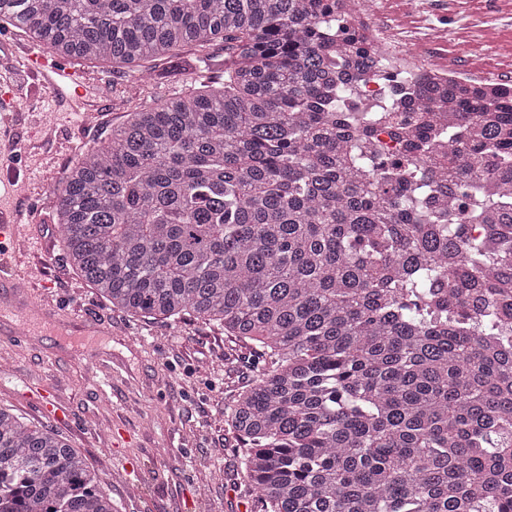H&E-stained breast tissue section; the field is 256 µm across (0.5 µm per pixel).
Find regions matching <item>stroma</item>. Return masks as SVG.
I'll return each instance as SVG.
<instances>
[{
	"mask_svg": "<svg viewBox=\"0 0 512 512\" xmlns=\"http://www.w3.org/2000/svg\"><path fill=\"white\" fill-rule=\"evenodd\" d=\"M447 43L433 58L498 66L493 39L512 29L490 0H457ZM98 105L94 112H50L48 90L27 83L16 157L0 159L9 203L29 216L19 227L15 264L24 288L0 295L22 315L23 302L55 316L35 335L13 336L0 321V406L52 428L78 448L98 474L116 512H256L243 480L238 438L224 406L253 373L248 348L222 328L133 319L113 310L73 271L57 233L54 185L81 153L138 105L189 85L191 75L155 83L141 74L85 62ZM96 331L81 344L75 322Z\"/></svg>",
	"mask_w": 512,
	"mask_h": 512,
	"instance_id": "stroma-1",
	"label": "stroma"
}]
</instances>
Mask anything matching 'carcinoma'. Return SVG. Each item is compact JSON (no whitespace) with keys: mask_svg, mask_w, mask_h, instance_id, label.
I'll use <instances>...</instances> for the list:
<instances>
[{"mask_svg":"<svg viewBox=\"0 0 512 512\" xmlns=\"http://www.w3.org/2000/svg\"><path fill=\"white\" fill-rule=\"evenodd\" d=\"M5 1L1 29L61 56L201 51V87L55 185L57 225L112 308L251 349L226 421L257 512H512V89L366 50L389 84L363 97L336 0ZM407 102L414 128L389 127ZM0 495L114 512L79 449L2 407Z\"/></svg>","mask_w":512,"mask_h":512,"instance_id":"obj_1","label":"carcinoma"}]
</instances>
